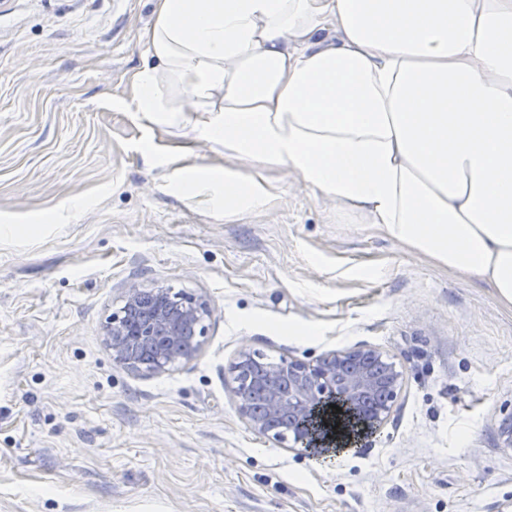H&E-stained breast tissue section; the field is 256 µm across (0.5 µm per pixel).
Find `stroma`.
<instances>
[{
	"label": "stroma",
	"instance_id": "obj_1",
	"mask_svg": "<svg viewBox=\"0 0 512 512\" xmlns=\"http://www.w3.org/2000/svg\"><path fill=\"white\" fill-rule=\"evenodd\" d=\"M151 0H0V512H500L512 502V310L296 175L228 220L167 163L225 165L129 108ZM212 312L196 357L112 360L128 289ZM374 346L404 385L369 448L318 461L252 431L244 350Z\"/></svg>",
	"mask_w": 512,
	"mask_h": 512
}]
</instances>
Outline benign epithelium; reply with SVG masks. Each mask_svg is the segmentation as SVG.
<instances>
[{
    "instance_id": "obj_1",
    "label": "benign epithelium",
    "mask_w": 512,
    "mask_h": 512,
    "mask_svg": "<svg viewBox=\"0 0 512 512\" xmlns=\"http://www.w3.org/2000/svg\"><path fill=\"white\" fill-rule=\"evenodd\" d=\"M210 315L204 299L131 288L121 313L107 322L104 340L117 364L159 374L194 358ZM232 375V392L249 427L308 455L366 446L390 416L403 382L396 364L372 346L271 365L244 350Z\"/></svg>"
}]
</instances>
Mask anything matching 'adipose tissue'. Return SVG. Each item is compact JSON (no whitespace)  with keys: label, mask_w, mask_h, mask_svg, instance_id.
Wrapping results in <instances>:
<instances>
[{"label":"adipose tissue","mask_w":512,"mask_h":512,"mask_svg":"<svg viewBox=\"0 0 512 512\" xmlns=\"http://www.w3.org/2000/svg\"><path fill=\"white\" fill-rule=\"evenodd\" d=\"M140 39L144 126L295 172L512 308V0H154ZM169 180L228 217L270 197L229 168Z\"/></svg>","instance_id":"adipose-tissue-1"}]
</instances>
